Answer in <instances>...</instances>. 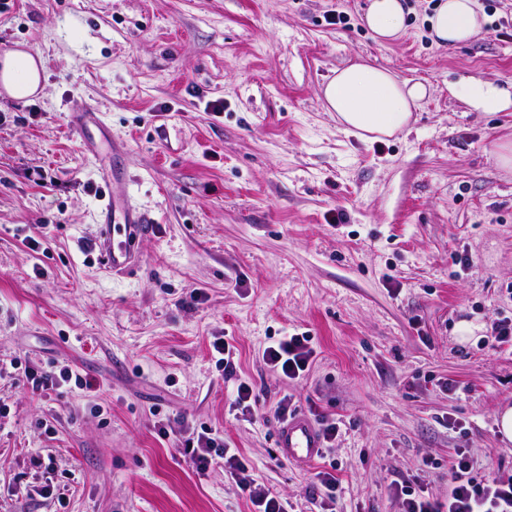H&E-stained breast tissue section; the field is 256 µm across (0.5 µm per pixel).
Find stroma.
<instances>
[{
    "instance_id": "35a3bbf8",
    "label": "stroma",
    "mask_w": 512,
    "mask_h": 512,
    "mask_svg": "<svg viewBox=\"0 0 512 512\" xmlns=\"http://www.w3.org/2000/svg\"><path fill=\"white\" fill-rule=\"evenodd\" d=\"M407 2L406 36L382 45L368 0H0V44L41 55L46 76L28 100L0 92V363H23L0 376V512H252L223 463L200 475L171 452L163 415L211 427L315 512L317 463L275 447L286 396L340 423L337 512H398L396 478L446 498L459 448L512 475L495 425L512 350L490 330L512 317V171L495 158L512 109L448 91L512 85V0H478L481 31L452 46L430 37L436 0ZM357 61L428 87L410 130L365 142L326 111L323 87ZM85 105L106 122L94 154L71 128ZM114 143L150 228L136 263L107 273L93 239ZM464 318L483 330L461 343ZM302 332L312 361L288 380L263 352ZM217 336L235 339L234 374ZM27 364L92 386L40 394ZM242 381L246 420L229 409ZM448 91L476 111L503 112L512 108L509 89L472 76L450 84Z\"/></svg>"
}]
</instances>
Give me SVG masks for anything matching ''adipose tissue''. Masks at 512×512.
<instances>
[{
  "instance_id": "adipose-tissue-1",
  "label": "adipose tissue",
  "mask_w": 512,
  "mask_h": 512,
  "mask_svg": "<svg viewBox=\"0 0 512 512\" xmlns=\"http://www.w3.org/2000/svg\"><path fill=\"white\" fill-rule=\"evenodd\" d=\"M405 0H369L363 23L380 43L405 34ZM477 0H440L430 20V35L450 45L469 41L481 28ZM40 56L16 49L0 58V91L14 100L31 97L43 88ZM451 95L480 112L512 108V90L475 77L449 85ZM424 84L399 79L394 73L366 62L337 70L323 96L327 111L345 131L364 141H377L408 128L414 112L427 96Z\"/></svg>"
}]
</instances>
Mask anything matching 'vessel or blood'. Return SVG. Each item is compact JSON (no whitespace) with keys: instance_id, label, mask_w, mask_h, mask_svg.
Returning <instances> with one entry per match:
<instances>
[{"instance_id":"vessel-or-blood-1","label":"vessel or blood","mask_w":512,"mask_h":512,"mask_svg":"<svg viewBox=\"0 0 512 512\" xmlns=\"http://www.w3.org/2000/svg\"><path fill=\"white\" fill-rule=\"evenodd\" d=\"M99 112L78 109L71 114V127L79 138H86L90 127L102 126ZM147 232L143 214L132 205H124L121 215H113L111 203H103L98 212V234L94 242L99 263L112 271L127 269ZM280 455L294 463H310L324 453L321 434L307 416L296 415L275 429Z\"/></svg>"}]
</instances>
